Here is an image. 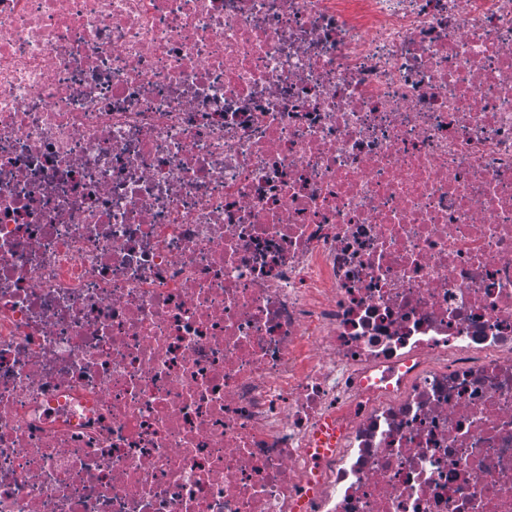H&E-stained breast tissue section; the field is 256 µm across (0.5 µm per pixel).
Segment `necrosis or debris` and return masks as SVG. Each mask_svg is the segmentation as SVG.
Listing matches in <instances>:
<instances>
[{
  "label": "necrosis or debris",
  "mask_w": 512,
  "mask_h": 512,
  "mask_svg": "<svg viewBox=\"0 0 512 512\" xmlns=\"http://www.w3.org/2000/svg\"><path fill=\"white\" fill-rule=\"evenodd\" d=\"M0 512H512V0H0Z\"/></svg>",
  "instance_id": "4bbe7bcc"
}]
</instances>
